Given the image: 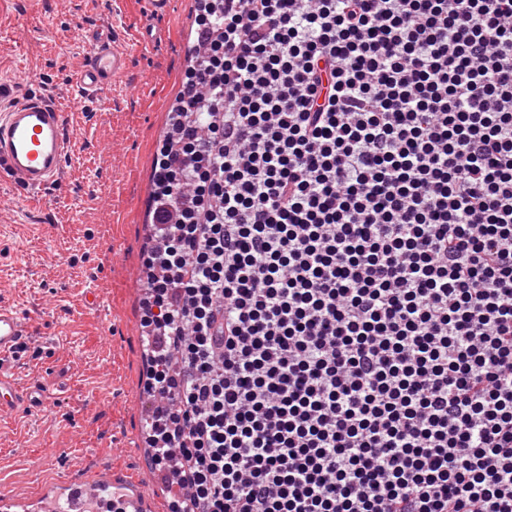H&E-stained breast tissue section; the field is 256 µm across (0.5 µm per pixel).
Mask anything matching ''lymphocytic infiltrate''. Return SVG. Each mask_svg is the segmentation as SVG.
Listing matches in <instances>:
<instances>
[{"label": "lymphocytic infiltrate", "mask_w": 512, "mask_h": 512, "mask_svg": "<svg viewBox=\"0 0 512 512\" xmlns=\"http://www.w3.org/2000/svg\"><path fill=\"white\" fill-rule=\"evenodd\" d=\"M143 322L171 512H512V0H200Z\"/></svg>", "instance_id": "lymphocytic-infiltrate-1"}]
</instances>
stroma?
Instances as JSON below:
<instances>
[{
  "instance_id": "obj_1",
  "label": "stroma",
  "mask_w": 512,
  "mask_h": 512,
  "mask_svg": "<svg viewBox=\"0 0 512 512\" xmlns=\"http://www.w3.org/2000/svg\"><path fill=\"white\" fill-rule=\"evenodd\" d=\"M198 0H173L140 45L144 0H0V111L42 98L67 114L74 149L58 181L30 193L0 181V305L29 336L9 364L46 395L0 419V483L32 499L103 465L145 471L141 386L151 363L139 331L154 157L189 61ZM111 24L129 47L126 75L101 96L79 91L85 39ZM97 307L83 304L86 291Z\"/></svg>"
}]
</instances>
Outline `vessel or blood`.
<instances>
[{
  "label": "vessel or blood",
  "mask_w": 512,
  "mask_h": 512,
  "mask_svg": "<svg viewBox=\"0 0 512 512\" xmlns=\"http://www.w3.org/2000/svg\"><path fill=\"white\" fill-rule=\"evenodd\" d=\"M87 48V61L76 74V85L85 93L98 94L125 73L128 50L107 27L92 33ZM73 145L58 107L28 99L0 114V179L31 193L42 190L56 181ZM27 334L26 323L16 311L0 306V418L45 403L41 390L22 389L7 367ZM86 493L111 497L112 512H155L135 475L113 471L84 477L68 494L66 512H85L82 496Z\"/></svg>",
  "instance_id": "1"
}]
</instances>
